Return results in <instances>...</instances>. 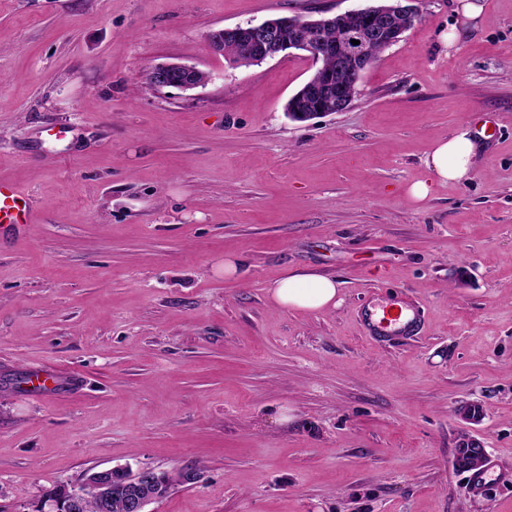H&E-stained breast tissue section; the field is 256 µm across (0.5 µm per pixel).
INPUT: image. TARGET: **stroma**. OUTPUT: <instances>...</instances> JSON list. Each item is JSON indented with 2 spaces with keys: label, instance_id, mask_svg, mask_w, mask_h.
I'll return each mask as SVG.
<instances>
[{
  "label": "stroma",
  "instance_id": "obj_1",
  "mask_svg": "<svg viewBox=\"0 0 512 512\" xmlns=\"http://www.w3.org/2000/svg\"><path fill=\"white\" fill-rule=\"evenodd\" d=\"M367 2L0 0V180L36 209L0 232V512L117 465L199 470L152 512H512V482L453 466L468 431L512 471V0L453 46L451 0H414L307 122L284 106L308 59L208 40ZM170 61L208 82L149 87ZM488 122L470 181L408 197L436 140ZM293 271L338 305L274 306ZM377 298L416 301L421 336L367 338Z\"/></svg>",
  "mask_w": 512,
  "mask_h": 512
}]
</instances>
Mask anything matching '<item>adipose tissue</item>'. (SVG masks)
<instances>
[{
    "mask_svg": "<svg viewBox=\"0 0 512 512\" xmlns=\"http://www.w3.org/2000/svg\"><path fill=\"white\" fill-rule=\"evenodd\" d=\"M477 146L468 128H461L448 138L435 142L425 164L435 180L442 183H462L472 177ZM338 288L334 278L298 272L276 281L271 299L280 307L297 310H321L335 305Z\"/></svg>",
    "mask_w": 512,
    "mask_h": 512,
    "instance_id": "1",
    "label": "adipose tissue"
}]
</instances>
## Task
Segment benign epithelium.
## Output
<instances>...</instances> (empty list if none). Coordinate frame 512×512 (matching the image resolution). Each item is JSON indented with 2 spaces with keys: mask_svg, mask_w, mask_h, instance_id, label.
I'll use <instances>...</instances> for the list:
<instances>
[{
  "mask_svg": "<svg viewBox=\"0 0 512 512\" xmlns=\"http://www.w3.org/2000/svg\"><path fill=\"white\" fill-rule=\"evenodd\" d=\"M410 0H392L383 7L365 6L344 13L329 15L319 20L299 16H278L259 24L228 26L210 32V43L215 53L224 54V41L239 45L235 65L260 62L293 51L304 53L311 61L313 73L292 95L286 105L287 115L294 121L306 122L330 112H342L351 104L352 89L361 81L372 65L367 56L369 46L396 44L401 30L396 17H417ZM344 27L342 38L332 42L324 37L327 28ZM359 44H351V40ZM335 58L336 67L324 71L327 58ZM200 70L183 62H171L150 68L147 78L156 89L177 88L193 90L203 85ZM459 442L469 448L466 468L480 465L486 456L483 442L465 433ZM121 471L136 489L129 503L131 512H149L148 506L168 495L169 485L152 468L132 470L116 466L90 473L78 485H60L46 493L35 512H78L84 500L94 498L105 506L111 501L112 473Z\"/></svg>",
  "mask_w": 512,
  "mask_h": 512,
  "instance_id": "7a95c632",
  "label": "benign epithelium"
}]
</instances>
